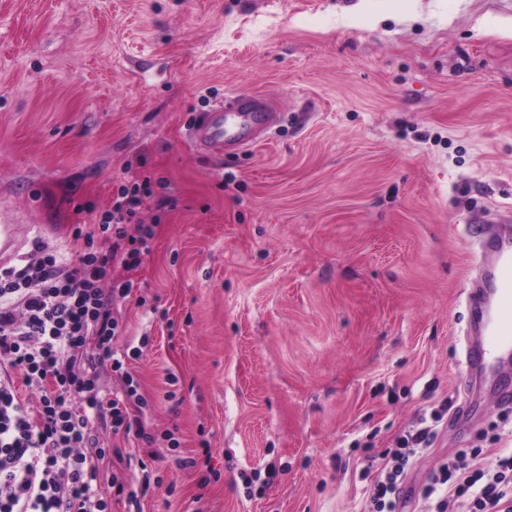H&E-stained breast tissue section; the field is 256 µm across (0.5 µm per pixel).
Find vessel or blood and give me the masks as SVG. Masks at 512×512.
I'll return each mask as SVG.
<instances>
[{"label": "vessel or blood", "instance_id": "obj_1", "mask_svg": "<svg viewBox=\"0 0 512 512\" xmlns=\"http://www.w3.org/2000/svg\"><path fill=\"white\" fill-rule=\"evenodd\" d=\"M272 121L266 101L234 93L197 118L192 139L221 157L258 142ZM477 266L479 278L466 297L471 321L464 351L468 373L481 377L512 364V227L503 226L482 244Z\"/></svg>", "mask_w": 512, "mask_h": 512}]
</instances>
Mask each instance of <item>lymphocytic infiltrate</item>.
Instances as JSON below:
<instances>
[{
    "label": "lymphocytic infiltrate",
    "instance_id": "lymphocytic-infiltrate-1",
    "mask_svg": "<svg viewBox=\"0 0 512 512\" xmlns=\"http://www.w3.org/2000/svg\"><path fill=\"white\" fill-rule=\"evenodd\" d=\"M151 195L150 176L121 184L83 234L77 266L38 241L23 266L0 270V512H112L125 485L103 469L123 452L106 447L101 432L155 441L133 376L113 398L100 389L103 368H123L112 304L134 288L113 272L138 267L150 250L154 227L137 215ZM433 436L427 426L389 450L371 489L374 512H396L398 481ZM428 491L439 496L435 512H512V453L487 466L479 451H458L432 472Z\"/></svg>",
    "mask_w": 512,
    "mask_h": 512
}]
</instances>
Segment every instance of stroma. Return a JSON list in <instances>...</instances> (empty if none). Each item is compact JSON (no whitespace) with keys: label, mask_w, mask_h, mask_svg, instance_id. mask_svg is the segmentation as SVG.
Returning <instances> with one entry per match:
<instances>
[{"label":"stroma","mask_w":512,"mask_h":512,"mask_svg":"<svg viewBox=\"0 0 512 512\" xmlns=\"http://www.w3.org/2000/svg\"><path fill=\"white\" fill-rule=\"evenodd\" d=\"M232 91L278 114L219 161L189 126ZM143 173L156 235L112 308L157 440L127 444L112 512H369L446 399L397 512H432L457 449L512 452L461 343L473 244L512 218V0H0L18 259L77 264L76 227ZM434 436L430 426L408 432L402 436L397 448L387 452L390 459L379 473L371 489V502L375 512H395L397 508L398 480L402 478L410 461L425 450Z\"/></svg>","instance_id":"stroma-1"}]
</instances>
